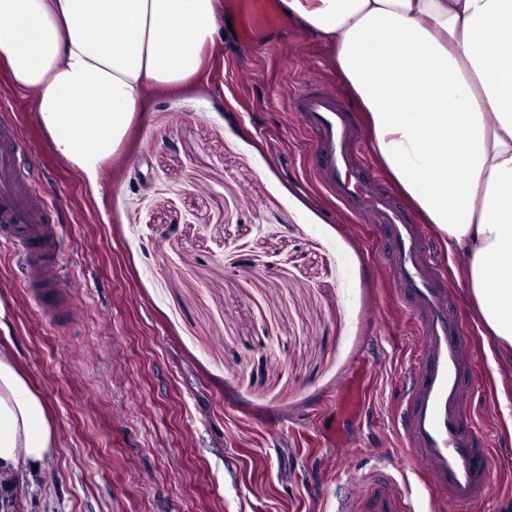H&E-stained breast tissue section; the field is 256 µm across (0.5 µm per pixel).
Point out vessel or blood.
I'll list each match as a JSON object with an SVG mask.
<instances>
[{
    "mask_svg": "<svg viewBox=\"0 0 512 512\" xmlns=\"http://www.w3.org/2000/svg\"><path fill=\"white\" fill-rule=\"evenodd\" d=\"M224 13L257 52L273 48L276 36L288 28L281 0H224ZM291 109L310 136L316 180L359 223L378 226L386 278L416 322L410 386L398 419L411 470L427 489L440 490L457 504L487 500L489 456L466 410L473 353L445 278L428 257L422 225L367 171L360 133L342 98L311 80L296 91ZM19 148L16 120L0 116V246L20 256L33 303L56 319L71 307L57 293L62 265L55 231L50 209L33 187L32 169L18 164ZM403 509L391 484L367 479L339 512Z\"/></svg>",
    "mask_w": 512,
    "mask_h": 512,
    "instance_id": "1",
    "label": "vessel or blood"
}]
</instances>
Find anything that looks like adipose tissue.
<instances>
[{
    "label": "adipose tissue",
    "instance_id": "ef3b65f1",
    "mask_svg": "<svg viewBox=\"0 0 512 512\" xmlns=\"http://www.w3.org/2000/svg\"><path fill=\"white\" fill-rule=\"evenodd\" d=\"M285 4L328 47L380 165L465 255L466 296L512 360V0ZM0 18V71L35 93L55 153L94 188L146 99L198 78L226 23L224 0H0ZM56 448L43 399L0 350V471Z\"/></svg>",
    "mask_w": 512,
    "mask_h": 512
}]
</instances>
